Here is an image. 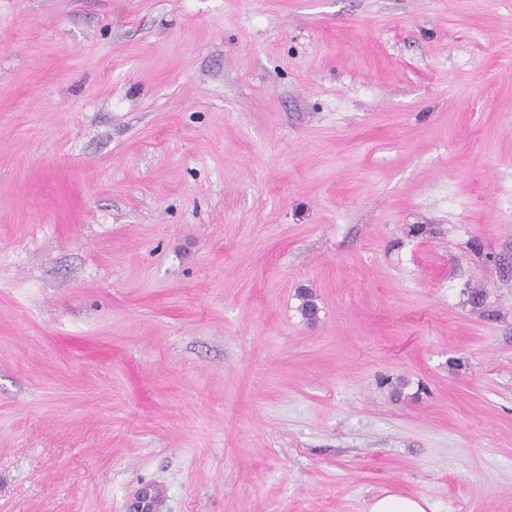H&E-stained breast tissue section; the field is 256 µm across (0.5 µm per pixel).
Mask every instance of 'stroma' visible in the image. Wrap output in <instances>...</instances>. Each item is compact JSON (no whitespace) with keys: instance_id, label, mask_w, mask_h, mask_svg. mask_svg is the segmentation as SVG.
<instances>
[{"instance_id":"1","label":"stroma","mask_w":512,"mask_h":512,"mask_svg":"<svg viewBox=\"0 0 512 512\" xmlns=\"http://www.w3.org/2000/svg\"><path fill=\"white\" fill-rule=\"evenodd\" d=\"M144 491L512 512V0H0V512ZM428 503L423 498H411L397 494H387L373 500L369 512H426Z\"/></svg>"}]
</instances>
